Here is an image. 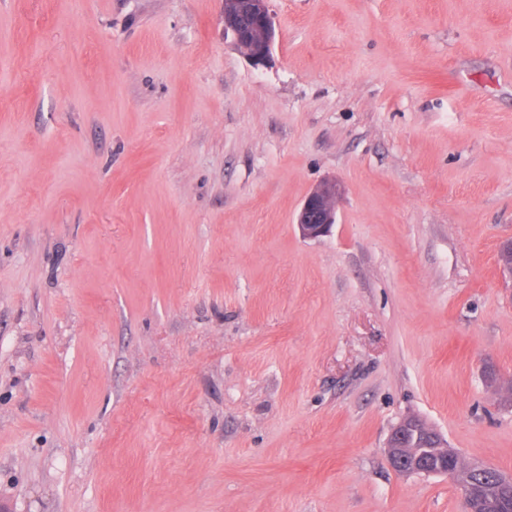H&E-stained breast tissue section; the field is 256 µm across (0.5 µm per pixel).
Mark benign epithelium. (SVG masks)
I'll return each instance as SVG.
<instances>
[{
    "label": "benign epithelium",
    "instance_id": "7a95c632",
    "mask_svg": "<svg viewBox=\"0 0 512 512\" xmlns=\"http://www.w3.org/2000/svg\"><path fill=\"white\" fill-rule=\"evenodd\" d=\"M224 36L231 38L233 45L253 65L269 62L276 31L268 0H224ZM340 196V187L334 181H324L311 190L296 215V226L302 237L316 239L330 232L336 224V204ZM413 429L434 441V447L440 449L445 458L461 460L460 453L448 447L447 439L437 429L417 417H407L393 428L388 440L386 452L392 468L400 475H445L456 480L462 490V512H479V508L487 506L471 487L468 477H460L459 470L448 471L435 466L408 447ZM468 468L472 472H489L504 491L512 490V475L476 462L468 463Z\"/></svg>",
    "mask_w": 512,
    "mask_h": 512
}]
</instances>
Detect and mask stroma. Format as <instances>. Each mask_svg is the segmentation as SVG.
Returning a JSON list of instances; mask_svg holds the SVG:
<instances>
[{
    "label": "stroma",
    "instance_id": "stroma-1",
    "mask_svg": "<svg viewBox=\"0 0 512 512\" xmlns=\"http://www.w3.org/2000/svg\"><path fill=\"white\" fill-rule=\"evenodd\" d=\"M269 6L0 0L8 512H461L409 415L512 474V0ZM268 0H224V36L255 66L270 61L276 38ZM260 37V38H259ZM340 196L336 181H324L311 190L296 215L295 224L303 238L316 239L330 232Z\"/></svg>",
    "mask_w": 512,
    "mask_h": 512
}]
</instances>
